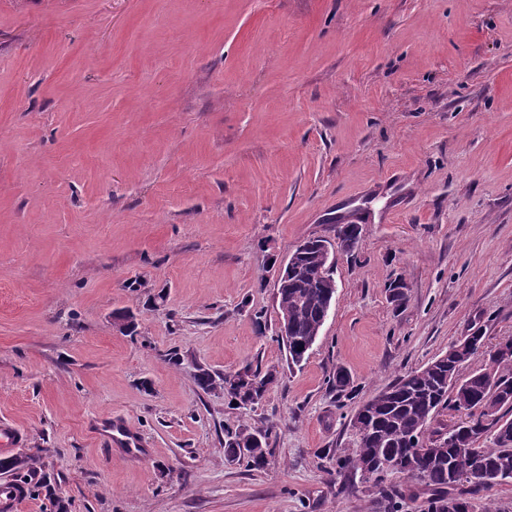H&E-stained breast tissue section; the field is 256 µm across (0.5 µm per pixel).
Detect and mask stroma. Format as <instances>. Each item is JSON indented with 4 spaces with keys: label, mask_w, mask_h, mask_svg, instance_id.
<instances>
[{
    "label": "stroma",
    "mask_w": 512,
    "mask_h": 512,
    "mask_svg": "<svg viewBox=\"0 0 512 512\" xmlns=\"http://www.w3.org/2000/svg\"><path fill=\"white\" fill-rule=\"evenodd\" d=\"M339 224L289 368L279 268ZM472 326L512 337V0H0V420L69 512H375L351 417ZM248 364L282 374L252 410L195 381ZM271 427L224 429V453L231 460L247 459L249 467L262 468L269 454L268 440Z\"/></svg>",
    "instance_id": "1"
}]
</instances>
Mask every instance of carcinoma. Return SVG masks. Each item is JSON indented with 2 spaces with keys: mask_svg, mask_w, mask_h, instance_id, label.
<instances>
[{
  "mask_svg": "<svg viewBox=\"0 0 512 512\" xmlns=\"http://www.w3.org/2000/svg\"><path fill=\"white\" fill-rule=\"evenodd\" d=\"M357 224L336 225V239L352 249L358 242ZM321 239H308L288 262V275L278 280L279 319L287 322L288 335L277 336L288 363L299 365L309 355L336 292L333 268L322 262ZM470 355L455 351L437 356L419 369L398 377L389 387L366 400L351 420V453L342 459L349 486L355 479L372 484L382 512H399L403 504L421 500L422 512H448V501L459 512H474V501L496 485L512 482V338L485 349L480 327H471ZM483 354L488 364L469 369L472 357ZM247 379L224 390L240 407L261 403L269 388L279 383L274 368L263 371L243 367ZM464 410L466 420L450 428H432L439 412ZM271 428L240 426L224 430V453L241 458L255 469L266 464ZM462 448L472 452L463 455ZM384 457L393 468L373 476L369 463ZM0 471L20 474L34 471V461L24 455L0 460ZM402 474L410 484L388 482Z\"/></svg>",
  "mask_w": 512,
  "mask_h": 512,
  "instance_id": "obj_1",
  "label": "carcinoma"
}]
</instances>
